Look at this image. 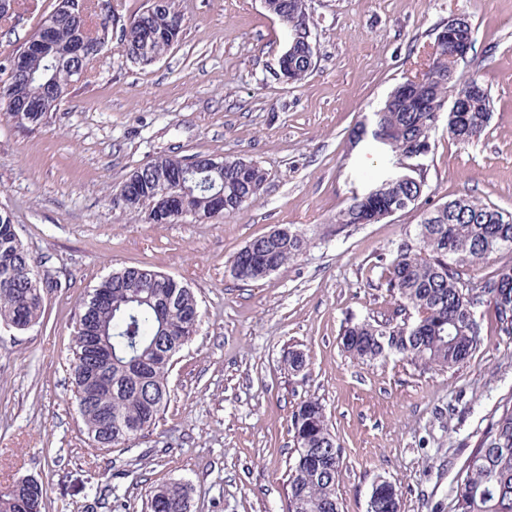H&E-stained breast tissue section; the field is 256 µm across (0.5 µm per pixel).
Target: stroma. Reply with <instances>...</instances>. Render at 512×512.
I'll return each instance as SVG.
<instances>
[{
    "instance_id": "1",
    "label": "stroma",
    "mask_w": 512,
    "mask_h": 512,
    "mask_svg": "<svg viewBox=\"0 0 512 512\" xmlns=\"http://www.w3.org/2000/svg\"><path fill=\"white\" fill-rule=\"evenodd\" d=\"M54 0H26L0 24L1 68ZM183 32L155 63L113 48L71 83L46 124L0 113V213L33 262L51 271L36 325H0V486L44 485L43 512H144L148 490L180 481L190 512H285L295 455L291 416L318 400L341 444L342 512H367L380 479L401 512H453L457 475L500 401L512 397V334L477 309L481 345L466 362L427 368L397 354L361 363L345 352L350 323L396 305L382 258L413 237L425 209L457 196L512 212V0H308L315 66L279 79L288 33L263 0H180ZM468 16L473 48L458 67L488 88L482 137L460 144L440 119L424 160L419 207L337 234L353 191L389 155L351 146L356 123L418 72L449 16ZM258 162L263 193L240 215L169 224L130 219L115 197L159 155ZM306 250L269 276L232 274L237 253L275 227ZM149 266L187 284L201 321L170 370L159 421L130 447L91 446L71 391L74 326L87 293L113 270ZM303 351L300 372L284 362Z\"/></svg>"
}]
</instances>
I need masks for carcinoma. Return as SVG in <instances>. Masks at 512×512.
I'll return each instance as SVG.
<instances>
[{
    "mask_svg": "<svg viewBox=\"0 0 512 512\" xmlns=\"http://www.w3.org/2000/svg\"><path fill=\"white\" fill-rule=\"evenodd\" d=\"M77 18L67 0H56L40 29L51 35L31 54L8 68L0 80V112L19 127H36L49 117L21 103L43 99L53 86L66 89L77 66L87 67L95 56L78 58L76 45L106 47L111 43L112 18L98 12L99 0H80ZM265 9L285 24L310 23L307 0H264ZM183 19L177 0H158L129 17L125 55L137 56L148 46L155 57L180 39L182 28H170L172 17ZM314 58L297 45L279 63L282 78L299 83L313 70ZM444 76L430 69L428 95L396 86L374 118L352 132L354 143L369 141L387 148L391 167L385 177L336 215V232L369 218L378 222L397 205L415 208L423 195L424 163L415 153L432 131L433 107L442 100ZM482 111L457 112L448 117V134L465 144L478 139L491 119L492 99L479 85ZM169 159L159 156L140 167L146 203L124 210L148 224L164 220L149 210L150 202L169 194ZM267 173L256 162L242 166L224 157V167L193 172L184 207L188 215H208L209 198L224 190L223 216L240 213L255 202ZM307 242L288 229L277 240L261 236L247 244L233 261V274L255 281L297 258ZM512 252V213L467 197H456L424 213L416 241H403L382 266L386 288L398 300L392 315L382 321L363 319L344 329L342 345L353 358L371 362L390 353L429 367L450 368L465 362L481 343L475 308L489 304L502 328L512 332V264L501 265L473 283L467 270L501 251ZM49 271L33 265L15 224L0 214V322L27 330L42 316L44 287H53ZM90 314L75 331L71 378L77 409L88 438L98 449L125 448L156 424L170 392L167 377L174 357L195 333L200 318L198 301L187 286L162 272L125 267L92 289L83 302ZM295 457L288 473L286 512H341L337 493L343 456L330 431L324 408L316 400L300 404L292 416ZM43 485L20 479L0 488V512H24L20 504L42 508ZM147 512H189V490L181 482L152 488ZM368 512H399L397 487H381ZM454 512H512V399L500 403L458 473Z\"/></svg>",
    "mask_w": 512,
    "mask_h": 512,
    "instance_id": "1",
    "label": "carcinoma"
}]
</instances>
